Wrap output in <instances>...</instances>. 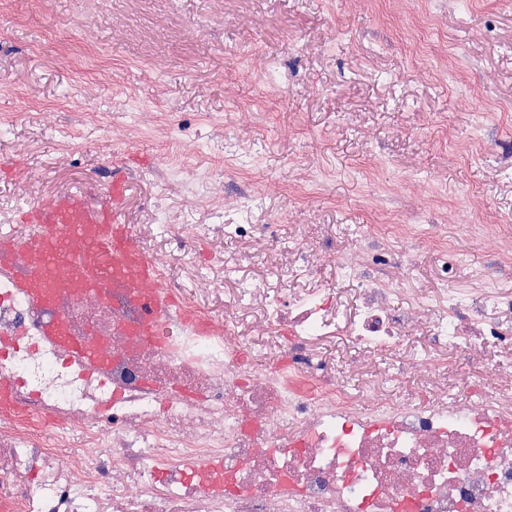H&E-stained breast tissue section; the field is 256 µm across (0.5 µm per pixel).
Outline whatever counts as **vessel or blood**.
<instances>
[{
  "mask_svg": "<svg viewBox=\"0 0 512 512\" xmlns=\"http://www.w3.org/2000/svg\"><path fill=\"white\" fill-rule=\"evenodd\" d=\"M122 206L123 191L117 183L95 207L76 191L48 195L21 214L22 223L33 229L27 241L0 235V262L22 266L14 286L40 306L51 305L63 291L101 297L106 287L122 289L144 311L131 334L150 338L157 335L174 302L160 289L152 259L133 244L121 220ZM43 332L90 363L106 359L98 343L71 341L63 319L47 320Z\"/></svg>",
  "mask_w": 512,
  "mask_h": 512,
  "instance_id": "vessel-or-blood-1",
  "label": "vessel or blood"
}]
</instances>
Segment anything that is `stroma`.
Wrapping results in <instances>:
<instances>
[{
    "instance_id": "1",
    "label": "stroma",
    "mask_w": 512,
    "mask_h": 512,
    "mask_svg": "<svg viewBox=\"0 0 512 512\" xmlns=\"http://www.w3.org/2000/svg\"><path fill=\"white\" fill-rule=\"evenodd\" d=\"M115 180L133 237L218 320L225 289L304 282L213 224L347 250L443 224L459 261L440 279L422 244L414 285L476 292L466 225L512 241V0H0V228L26 239L29 205ZM272 224H224L213 226L210 225L209 230L215 232H224V235L234 237L238 240H252L257 237H264L272 250L281 248V240L269 232Z\"/></svg>"
}]
</instances>
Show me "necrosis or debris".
Returning <instances> with one entry per match:
<instances>
[{"instance_id": "necrosis-or-debris-1", "label": "necrosis or debris", "mask_w": 512, "mask_h": 512, "mask_svg": "<svg viewBox=\"0 0 512 512\" xmlns=\"http://www.w3.org/2000/svg\"><path fill=\"white\" fill-rule=\"evenodd\" d=\"M404 230L399 251L373 232L352 252L332 235L292 247L309 285L264 308L282 355L257 370L232 318L262 285L226 294L219 322L161 280L177 305L146 341L128 335L140 313L119 289L64 292L47 309L14 288L19 266L0 267V379L14 382L0 410V512H512V377L478 397L353 394L316 346L341 334L360 354L390 350L412 327L434 354L404 352L399 369L430 379L447 371L441 351L468 359L488 340L512 351V293L496 288L512 248L495 246L496 230L467 227L490 261L466 298L411 287L416 244L443 234ZM325 257L357 287L353 311L317 279ZM438 262L443 277L456 263L442 242ZM52 316L106 361L42 336Z\"/></svg>"}]
</instances>
